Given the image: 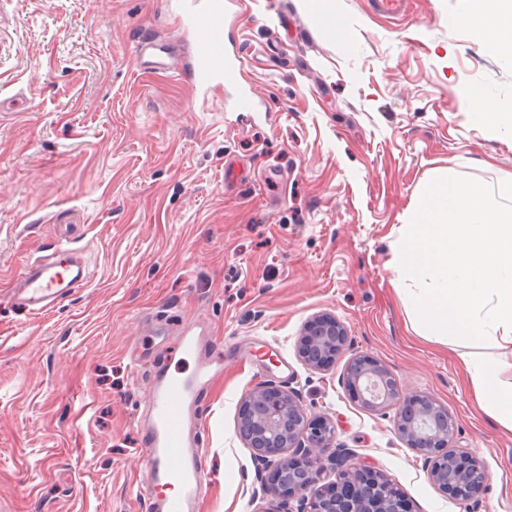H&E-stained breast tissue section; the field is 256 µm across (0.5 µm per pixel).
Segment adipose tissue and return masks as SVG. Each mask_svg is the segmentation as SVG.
I'll return each mask as SVG.
<instances>
[{"mask_svg":"<svg viewBox=\"0 0 512 512\" xmlns=\"http://www.w3.org/2000/svg\"><path fill=\"white\" fill-rule=\"evenodd\" d=\"M460 19L490 53L512 42V0H464ZM501 197L512 200V172L494 197L479 183L431 182L388 265L416 283L409 305L456 353L479 406L512 432V362L494 356L512 346V207H499Z\"/></svg>","mask_w":512,"mask_h":512,"instance_id":"adipose-tissue-1","label":"adipose tissue"}]
</instances>
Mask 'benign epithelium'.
<instances>
[{"instance_id": "7a95c632", "label": "benign epithelium", "mask_w": 512, "mask_h": 512, "mask_svg": "<svg viewBox=\"0 0 512 512\" xmlns=\"http://www.w3.org/2000/svg\"><path fill=\"white\" fill-rule=\"evenodd\" d=\"M349 336L334 317L312 320L297 345L299 358L312 367L332 363L346 349ZM346 387L371 411L397 407L398 436L422 458L429 479L449 497L475 501L488 473L468 450L454 445V422L445 407L423 395H406L393 373L378 360L352 359ZM241 434L269 469L268 491L297 502L295 512H410L408 498L390 480L355 462L349 448H336L335 427L327 417L308 419L297 393L262 384L243 402ZM293 472L282 485L284 470ZM328 471L339 480L310 494Z\"/></svg>"}]
</instances>
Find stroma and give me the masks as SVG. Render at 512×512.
<instances>
[{
    "label": "stroma",
    "instance_id": "35a3bbf8",
    "mask_svg": "<svg viewBox=\"0 0 512 512\" xmlns=\"http://www.w3.org/2000/svg\"><path fill=\"white\" fill-rule=\"evenodd\" d=\"M202 0H0V512H149L143 416L158 368L191 371L189 326L221 368L202 391L204 489L196 512H289L260 492L244 394L297 390L335 445L392 479L412 512H512V433L478 406L386 266L397 228L449 175L496 190L512 128L473 122V85L512 109V53L483 50L461 0H329L344 36L307 0H224L226 55L244 85L201 80ZM151 41L173 70L142 68ZM254 111L238 109L242 88ZM247 176L224 183V158ZM69 236L93 278L30 318L7 297L27 261ZM332 315L350 346L318 370L297 356ZM385 364L409 395L455 421L484 463L475 510L440 492L394 430L342 382L350 358Z\"/></svg>",
    "mask_w": 512,
    "mask_h": 512
}]
</instances>
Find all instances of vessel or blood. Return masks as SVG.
<instances>
[{
	"instance_id": "vessel-or-blood-1",
	"label": "vessel or blood",
	"mask_w": 512,
	"mask_h": 512,
	"mask_svg": "<svg viewBox=\"0 0 512 512\" xmlns=\"http://www.w3.org/2000/svg\"><path fill=\"white\" fill-rule=\"evenodd\" d=\"M196 53L200 74L221 76L228 85L237 84L247 63L242 56L227 59L217 40L198 44ZM90 277L77 250L62 240L50 253L21 269L11 298L28 315L36 317L54 309ZM178 348L184 356L194 359L193 370L175 375L157 370L149 390L145 475L147 483L157 491L150 504L152 512H194L201 490L197 468L200 450L191 440L190 429L198 416L199 394L213 365L197 360L198 341L189 331L180 332ZM173 487L180 490L174 497L169 494Z\"/></svg>"
}]
</instances>
